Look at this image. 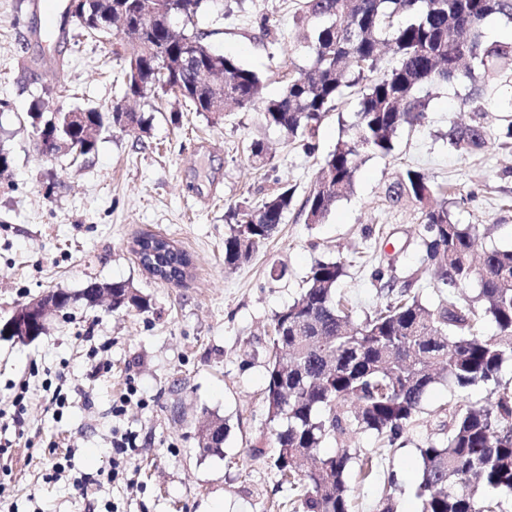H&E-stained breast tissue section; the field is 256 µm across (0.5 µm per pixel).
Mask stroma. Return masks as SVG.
Segmentation results:
<instances>
[{
  "label": "stroma",
  "mask_w": 512,
  "mask_h": 512,
  "mask_svg": "<svg viewBox=\"0 0 512 512\" xmlns=\"http://www.w3.org/2000/svg\"><path fill=\"white\" fill-rule=\"evenodd\" d=\"M299 0H209L192 27L211 49L259 73L264 96L279 97L306 60L295 44ZM63 0H0V146L11 153L0 175V325L20 303L47 291L74 295L53 313L37 340L0 335V512H286L291 496L273 465L264 402L267 331L319 261L345 265L341 291L362 320L383 300L374 266L411 280L423 301L437 290L418 245L420 207L390 206L386 188L415 169L444 192L456 223L470 226L486 249L512 247V148L491 143L459 155L448 129L469 122L462 88H432L425 120L403 129L390 156L365 159L353 189L318 224L301 205L326 156L350 120L355 100L328 113L307 152L268 125L262 105L211 123L195 112L173 124L169 96L133 100L145 133L108 129L80 158L43 157L27 114L47 109L107 110L124 95L119 38L83 44L44 37L48 15ZM266 147L251 162V142ZM292 206L266 246L243 265L224 264V214L231 205H259L284 188ZM145 232L186 250V279L152 278L131 249ZM132 283L148 310L114 311L87 304L90 283ZM65 380L68 403L55 411L48 383ZM27 383L26 424L16 431L11 400ZM123 414L112 406L129 388ZM128 395V394H127ZM449 382L435 384L406 435L384 453L375 477L351 481L357 512H375L392 497L397 512H414L417 447L437 429L439 408L459 403ZM224 420L221 452L198 445L200 417ZM136 437L114 453V432ZM260 455H252V445Z\"/></svg>",
  "instance_id": "35a3bbf8"
}]
</instances>
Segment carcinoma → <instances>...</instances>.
Listing matches in <instances>:
<instances>
[{
	"instance_id": "1",
	"label": "carcinoma",
	"mask_w": 512,
	"mask_h": 512,
	"mask_svg": "<svg viewBox=\"0 0 512 512\" xmlns=\"http://www.w3.org/2000/svg\"><path fill=\"white\" fill-rule=\"evenodd\" d=\"M153 17L143 22L138 41L128 47L125 96L145 98L172 93L189 110L216 123L224 113L248 108L263 99L264 83L253 70L208 48L204 34L181 29L208 0H148ZM99 0H85L79 15L64 14L80 34L102 38L108 32L91 21ZM498 15L512 20V0H303V32L296 51L309 64L290 79L283 95L266 101L268 124L294 138L314 136L327 113L347 95L357 108L322 164L304 201L306 221L322 222L355 183L363 159L386 157L406 126L416 125L429 106V89L458 84L475 118L448 130V147L471 154L490 138L480 115L497 106L490 85L512 71V42L485 39L484 21ZM395 58L381 65V48ZM178 55L175 74L155 75L158 49ZM207 66L223 74L224 108L211 111L209 91L198 70ZM113 117L97 108L84 110V124L72 135L60 115L59 140L89 154L95 135ZM435 191L428 178L408 169L387 188V199H410L421 205L419 246L433 271L440 298L424 304L412 282H398L376 267L386 302L358 323L351 321L348 299L337 285L345 275L340 261H320L306 277V288L272 318L265 391L267 420L277 444L274 466L280 481L299 501L301 512H355L348 475L364 482L373 475L377 456L400 443L420 413L430 388L443 379L462 393L480 384L495 386L484 405L440 408L438 432L418 448L421 512H507L512 499V387L501 384L503 365L512 362V249L484 251L480 266L471 255L475 238L455 224L446 202L430 204ZM285 189L257 206L228 208L229 233L224 263L244 264L274 235L292 203ZM140 253L164 266L161 280L181 276L186 253L163 237L143 233ZM479 291L466 297L458 290L473 279ZM149 302L132 284H112V308L145 310ZM491 321L493 333L485 331ZM226 427L210 419L200 448L218 452ZM372 433L381 447L353 448L350 434ZM336 451L321 454L328 440ZM500 493L480 498L465 493L472 481Z\"/></svg>"
}]
</instances>
